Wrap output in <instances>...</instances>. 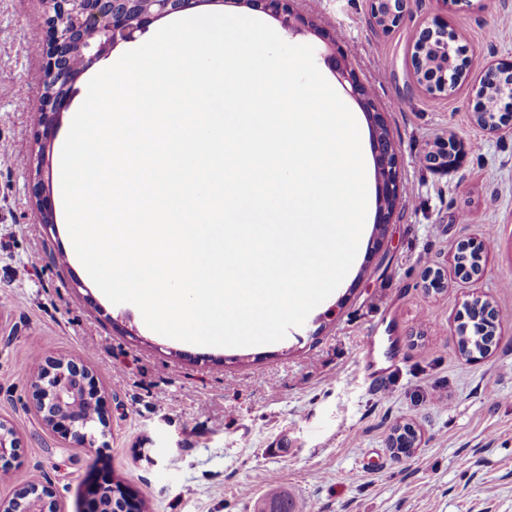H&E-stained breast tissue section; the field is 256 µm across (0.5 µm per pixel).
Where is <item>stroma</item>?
I'll return each instance as SVG.
<instances>
[{
    "label": "stroma",
    "mask_w": 512,
    "mask_h": 512,
    "mask_svg": "<svg viewBox=\"0 0 512 512\" xmlns=\"http://www.w3.org/2000/svg\"><path fill=\"white\" fill-rule=\"evenodd\" d=\"M317 31L291 36L316 58L328 31L384 116L404 197L382 247L302 326L260 348L194 352L150 330L131 304L115 305L69 260L68 230L41 222L34 176L56 195L68 116L40 145L32 84L45 63L41 0H0V421L22 455L0 467V500L45 475L57 512H81L86 483L120 478L149 512H256L268 486L296 512H512V132L473 116L486 64L512 59V0H409L390 32L369 0H297ZM466 32L469 76L427 94L411 61L434 21ZM465 146L437 171L420 158L440 139ZM487 246L480 280L458 278L457 245ZM445 286L426 291L433 262ZM502 319L498 344L478 361L460 354L455 317L472 294ZM388 336L390 370L366 377L364 338ZM48 357L95 369L110 431L90 452L65 443L36 413L30 378ZM415 425L413 456L389 437Z\"/></svg>",
    "instance_id": "obj_1"
}]
</instances>
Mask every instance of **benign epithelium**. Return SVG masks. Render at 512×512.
I'll return each mask as SVG.
<instances>
[{
    "label": "benign epithelium",
    "mask_w": 512,
    "mask_h": 512,
    "mask_svg": "<svg viewBox=\"0 0 512 512\" xmlns=\"http://www.w3.org/2000/svg\"><path fill=\"white\" fill-rule=\"evenodd\" d=\"M134 0H45L46 22L49 41L46 63L42 74L47 80L58 78L69 91L43 98L38 110L42 119L43 136L49 139L61 112L70 104L73 88L78 78L97 61L107 56L120 42L135 38V33L145 30L152 21L189 9L206 0H153V9L143 11L137 18L130 19ZM372 15H384L385 28L397 26L408 9V0H369ZM252 7H259L278 19L289 33L296 35L314 28L308 16L297 11L294 0H243ZM330 56L335 61L336 78L354 98L360 97V81L348 68L346 51L328 36H323ZM417 41L428 44L440 42L450 61L458 65L460 76H466L472 62L459 59L455 39L448 34V26L438 23L427 27L419 34ZM82 56V65L72 64L75 53ZM488 73L499 80V97L512 100V63H493ZM375 162L382 157L390 161L378 168L377 196L401 199L402 183L400 164L393 144L372 142ZM436 155L435 167L452 165L461 153V145L455 140L438 143L431 149ZM475 253L477 266L473 267L463 257ZM486 247L480 242L467 241L460 245L453 258L454 270L458 276L479 280L485 272ZM445 271L437 263L428 267L423 276L424 287L439 290L443 287ZM456 335L466 336L477 324H491L490 333L485 337L483 348L470 358H484L496 347L500 336L499 314L493 303L477 294L469 300L464 311L456 317ZM96 376L84 363L74 359L51 358L30 381L32 403L45 424L62 439L79 447L92 449L99 440L107 436L108 424L96 392L92 389ZM21 444L12 427L0 422V462L19 458ZM89 512H113L114 503L119 501L123 512H137V499L124 496L116 499V487L93 480L87 486ZM0 512H57L55 493L48 484L22 487L17 494L0 501Z\"/></svg>",
    "instance_id": "1"
}]
</instances>
